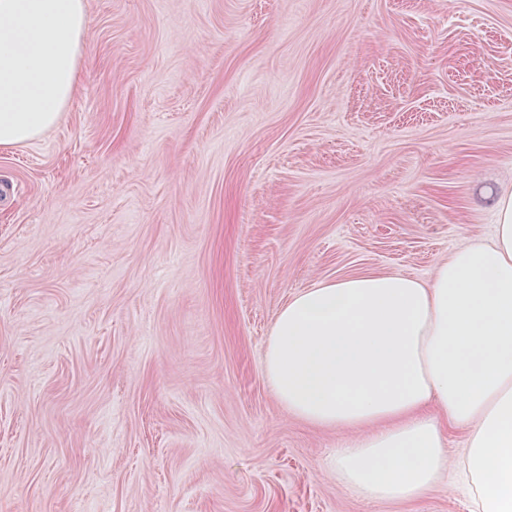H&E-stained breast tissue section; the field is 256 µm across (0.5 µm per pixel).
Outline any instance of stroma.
Returning a JSON list of instances; mask_svg holds the SVG:
<instances>
[{"label":"stroma","mask_w":512,"mask_h":512,"mask_svg":"<svg viewBox=\"0 0 512 512\" xmlns=\"http://www.w3.org/2000/svg\"><path fill=\"white\" fill-rule=\"evenodd\" d=\"M58 124L0 149V512L380 502L263 371L295 293L430 279L512 193V0H86Z\"/></svg>","instance_id":"stroma-1"}]
</instances>
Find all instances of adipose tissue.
<instances>
[{
	"label": "adipose tissue",
	"instance_id": "adipose-tissue-1",
	"mask_svg": "<svg viewBox=\"0 0 512 512\" xmlns=\"http://www.w3.org/2000/svg\"><path fill=\"white\" fill-rule=\"evenodd\" d=\"M89 25L86 0H0V148L55 125ZM495 209L491 241L455 249L430 279L324 280L274 320L263 370L275 395L305 422L351 430L330 469L370 498L416 500L457 468L473 512H512V194ZM446 425L464 433L453 458Z\"/></svg>",
	"mask_w": 512,
	"mask_h": 512
}]
</instances>
